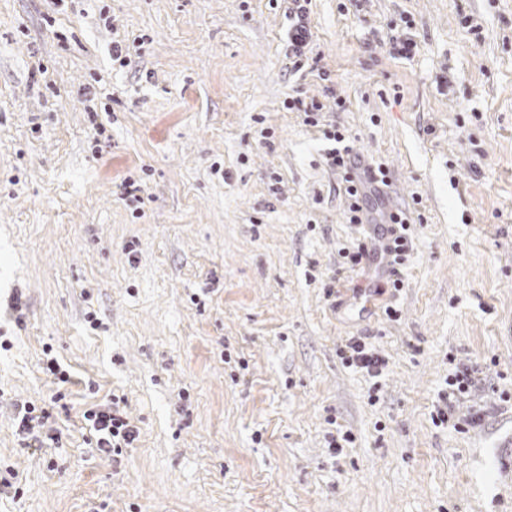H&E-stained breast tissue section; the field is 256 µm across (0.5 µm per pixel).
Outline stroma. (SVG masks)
<instances>
[{
  "label": "stroma",
  "mask_w": 512,
  "mask_h": 512,
  "mask_svg": "<svg viewBox=\"0 0 512 512\" xmlns=\"http://www.w3.org/2000/svg\"><path fill=\"white\" fill-rule=\"evenodd\" d=\"M309 9L297 72L287 0H0V512H512V0ZM329 124L410 224L370 308L333 280L358 233ZM488 363L481 426H435ZM115 396L139 436L111 459L83 414ZM368 337L353 336L345 340L339 353L342 362L355 369L365 371L371 378H378L387 367V361L379 354ZM489 369L487 366L482 367L478 364L470 366L463 364L456 367L453 374L448 376L446 401L442 408L437 409L433 422L437 424L438 421L441 425L446 424L457 431L479 426L483 415L480 407L476 408L475 405H472L467 413L462 414L459 407L462 400L481 388L488 376L486 371ZM18 410V430L22 434L23 439L28 442L29 446L43 443L42 429L46 420L49 419L50 413L41 409L40 415H34L36 407L30 402L16 404Z\"/></svg>",
  "instance_id": "35a3bbf8"
}]
</instances>
